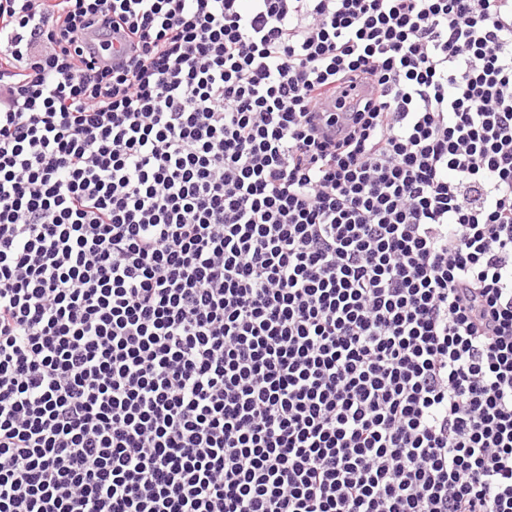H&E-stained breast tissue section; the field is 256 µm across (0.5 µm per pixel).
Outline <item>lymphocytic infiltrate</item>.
Listing matches in <instances>:
<instances>
[{
    "mask_svg": "<svg viewBox=\"0 0 512 512\" xmlns=\"http://www.w3.org/2000/svg\"><path fill=\"white\" fill-rule=\"evenodd\" d=\"M0 512H512V0H0Z\"/></svg>",
    "mask_w": 512,
    "mask_h": 512,
    "instance_id": "1",
    "label": "lymphocytic infiltrate"
}]
</instances>
